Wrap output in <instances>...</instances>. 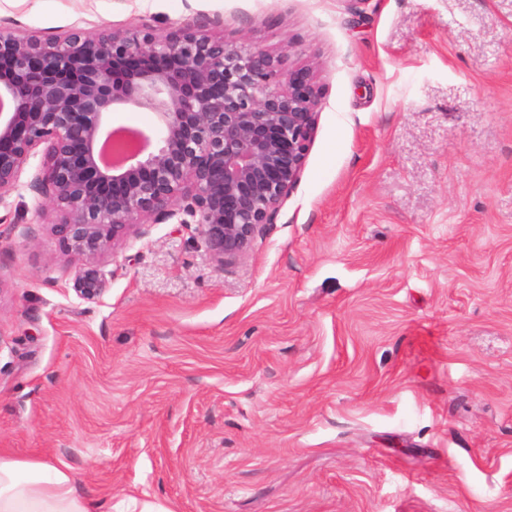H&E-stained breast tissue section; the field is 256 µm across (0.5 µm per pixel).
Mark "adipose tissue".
Instances as JSON below:
<instances>
[{
	"instance_id": "ef3b65f1",
	"label": "adipose tissue",
	"mask_w": 512,
	"mask_h": 512,
	"mask_svg": "<svg viewBox=\"0 0 512 512\" xmlns=\"http://www.w3.org/2000/svg\"><path fill=\"white\" fill-rule=\"evenodd\" d=\"M76 494L68 471L49 461L0 456V512H96Z\"/></svg>"
}]
</instances>
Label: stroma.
<instances>
[{
    "label": "stroma",
    "instance_id": "stroma-1",
    "mask_svg": "<svg viewBox=\"0 0 512 512\" xmlns=\"http://www.w3.org/2000/svg\"><path fill=\"white\" fill-rule=\"evenodd\" d=\"M312 64L300 179L239 259L145 224L100 300L30 185L0 223V452L101 512H512V0H0Z\"/></svg>",
    "mask_w": 512,
    "mask_h": 512
}]
</instances>
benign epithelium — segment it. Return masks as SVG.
<instances>
[{"label": "benign epithelium", "mask_w": 512, "mask_h": 512, "mask_svg": "<svg viewBox=\"0 0 512 512\" xmlns=\"http://www.w3.org/2000/svg\"><path fill=\"white\" fill-rule=\"evenodd\" d=\"M282 56L224 37L219 21L187 18L165 29L73 27L43 38L0 26V205L35 183L74 262L85 301L107 290L103 259L143 224L195 226L216 266L247 253L298 182L321 85L313 71L282 76ZM147 109L118 160L103 159L123 127L112 112Z\"/></svg>", "instance_id": "benign-epithelium-1"}]
</instances>
